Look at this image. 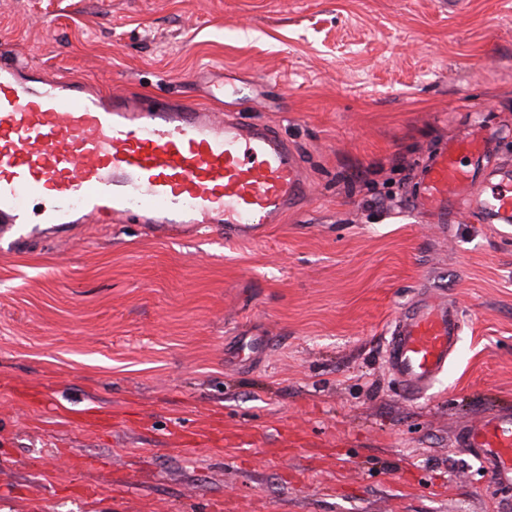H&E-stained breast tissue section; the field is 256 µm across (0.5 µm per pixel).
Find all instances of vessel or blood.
Instances as JSON below:
<instances>
[{"label": "vessel or blood", "mask_w": 512, "mask_h": 512, "mask_svg": "<svg viewBox=\"0 0 512 512\" xmlns=\"http://www.w3.org/2000/svg\"><path fill=\"white\" fill-rule=\"evenodd\" d=\"M0 58V230L21 224H160L178 237L220 224L225 240H257L309 194L296 149L272 125L166 96L104 98L96 80L28 79ZM488 126L442 144L419 166V212L455 223H512V166L482 164ZM42 200L33 210L31 200ZM459 310L423 288L393 323L388 370L410 397L428 390L454 356ZM458 445L494 482L512 486V412L464 425Z\"/></svg>", "instance_id": "obj_1"}]
</instances>
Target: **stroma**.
<instances>
[{"mask_svg": "<svg viewBox=\"0 0 512 512\" xmlns=\"http://www.w3.org/2000/svg\"><path fill=\"white\" fill-rule=\"evenodd\" d=\"M0 51L115 96L225 83L312 190L258 241L0 235V512H512L454 440L512 408V224L413 204L468 125L512 160V0H0ZM424 284L464 325L409 398L385 346Z\"/></svg>", "mask_w": 512, "mask_h": 512, "instance_id": "stroma-1", "label": "stroma"}]
</instances>
